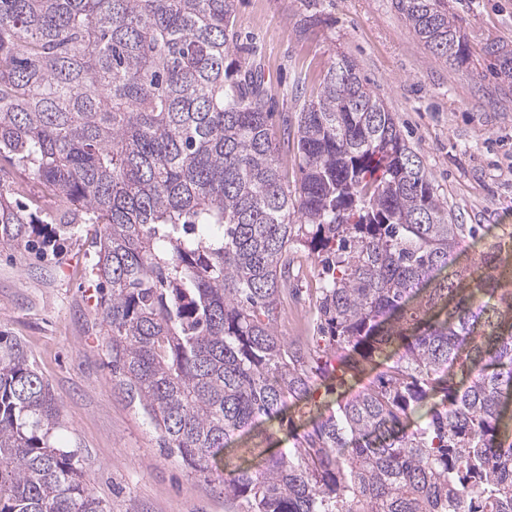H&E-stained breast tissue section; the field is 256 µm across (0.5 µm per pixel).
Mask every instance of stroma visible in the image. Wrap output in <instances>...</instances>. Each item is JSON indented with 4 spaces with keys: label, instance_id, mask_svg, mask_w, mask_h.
I'll return each instance as SVG.
<instances>
[{
    "label": "stroma",
    "instance_id": "stroma-1",
    "mask_svg": "<svg viewBox=\"0 0 512 512\" xmlns=\"http://www.w3.org/2000/svg\"><path fill=\"white\" fill-rule=\"evenodd\" d=\"M469 47L460 66L411 33L393 0H238L230 59L260 65L282 137L295 124L296 87L313 89L336 60L355 61L394 112L439 199L486 239L512 237V91L502 90L494 39L512 49V0H448ZM93 228L27 253L0 247V331L22 340L48 380L63 425L58 447L74 455L106 512H233L224 486L161 448L141 409L112 382L99 324ZM312 291L289 299L279 334L314 336Z\"/></svg>",
    "mask_w": 512,
    "mask_h": 512
}]
</instances>
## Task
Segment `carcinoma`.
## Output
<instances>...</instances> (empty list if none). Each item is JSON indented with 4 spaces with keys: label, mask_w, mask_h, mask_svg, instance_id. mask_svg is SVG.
Masks as SVG:
<instances>
[{
    "label": "carcinoma",
    "mask_w": 512,
    "mask_h": 512,
    "mask_svg": "<svg viewBox=\"0 0 512 512\" xmlns=\"http://www.w3.org/2000/svg\"><path fill=\"white\" fill-rule=\"evenodd\" d=\"M462 64L448 0H395ZM235 0H0V156L64 210L0 183V244L95 224L112 381L161 447L238 512H512V246L455 224L395 114L341 56L308 91L288 188L257 67L227 62ZM512 82V52L483 47ZM315 258L324 345L277 331ZM372 381L265 454L291 406ZM51 386L0 331V512H105ZM258 455L224 463L234 438Z\"/></svg>",
    "instance_id": "1"
}]
</instances>
